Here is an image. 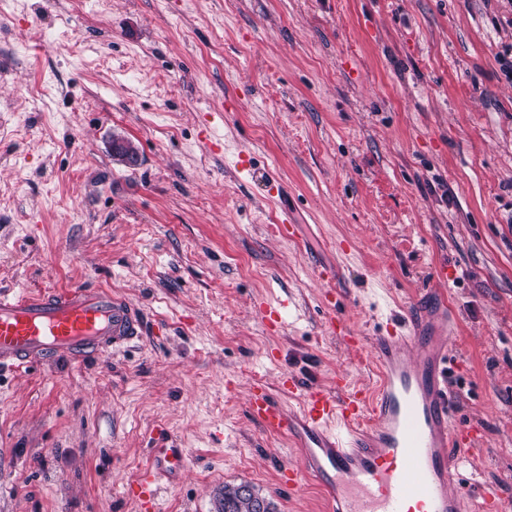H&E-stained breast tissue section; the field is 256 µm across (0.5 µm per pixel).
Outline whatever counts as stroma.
Instances as JSON below:
<instances>
[{
	"mask_svg": "<svg viewBox=\"0 0 512 512\" xmlns=\"http://www.w3.org/2000/svg\"><path fill=\"white\" fill-rule=\"evenodd\" d=\"M509 46L512 0H0V293L107 284L144 316L125 349L0 373V512H138L157 425L186 459L156 512L240 482L329 512L316 478L282 487L299 452L246 391L373 384L327 312L368 338L429 291L475 430L451 465L512 512Z\"/></svg>",
	"mask_w": 512,
	"mask_h": 512,
	"instance_id": "35a3bbf8",
	"label": "stroma"
}]
</instances>
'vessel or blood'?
I'll return each instance as SVG.
<instances>
[{
	"label": "vessel or blood",
	"mask_w": 512,
	"mask_h": 512,
	"mask_svg": "<svg viewBox=\"0 0 512 512\" xmlns=\"http://www.w3.org/2000/svg\"><path fill=\"white\" fill-rule=\"evenodd\" d=\"M329 323L349 345H368L379 380L370 390L340 375L328 388L284 375L282 389L301 400L294 414L265 384L250 386L249 418L265 433L288 437L301 453L300 467L283 471L286 486L297 488L302 473L312 474L334 512H464L469 501L479 512H498L491 488L467 497L449 465L474 431L453 419L448 374L457 360L447 319L433 318L419 302L407 310L402 331L377 333L368 343L338 316ZM142 328L140 309L102 286L1 293L0 366L82 363L128 346ZM184 460V449H152L137 482L145 508H152L161 479L181 472Z\"/></svg>",
	"instance_id": "obj_1"
}]
</instances>
